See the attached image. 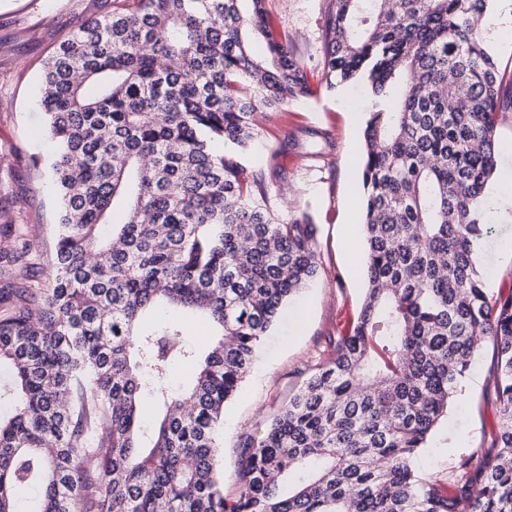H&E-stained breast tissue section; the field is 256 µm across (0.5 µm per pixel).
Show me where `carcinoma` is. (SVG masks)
I'll return each instance as SVG.
<instances>
[{
	"mask_svg": "<svg viewBox=\"0 0 512 512\" xmlns=\"http://www.w3.org/2000/svg\"><path fill=\"white\" fill-rule=\"evenodd\" d=\"M492 2L331 0L326 87L362 80L373 101L367 288L350 333L241 434L231 497L224 406L318 274L316 226L279 219L245 162L260 119L306 91L303 67L264 0H113L76 22L38 95L54 151L35 165L60 211L49 288L0 286V512L34 488L39 512H512V293L490 298L477 258L512 108L472 24ZM196 320L218 333L205 354ZM488 343L493 451L426 476L414 458ZM182 364L192 384L172 392ZM148 400L166 408L152 430Z\"/></svg>",
	"mask_w": 512,
	"mask_h": 512,
	"instance_id": "carcinoma-1",
	"label": "carcinoma"
}]
</instances>
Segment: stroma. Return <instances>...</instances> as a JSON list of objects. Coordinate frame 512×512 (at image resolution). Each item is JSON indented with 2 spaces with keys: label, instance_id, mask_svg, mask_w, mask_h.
Here are the masks:
<instances>
[{
  "label": "stroma",
  "instance_id": "obj_1",
  "mask_svg": "<svg viewBox=\"0 0 512 512\" xmlns=\"http://www.w3.org/2000/svg\"><path fill=\"white\" fill-rule=\"evenodd\" d=\"M110 0H0V213L16 223H0V285L42 293L52 263L57 222L54 191L35 157L50 153L39 130L38 88L46 57L74 23L104 11ZM331 0H265L276 36L286 39L307 75L306 93L284 112L263 120L248 155L251 170L270 164L287 172L272 184L270 200L282 218L310 217L317 227L319 273L287 308L268 336L250 374L224 409V492L237 488L240 436L260 429L309 375L326 337L347 333L366 288L361 263L348 250L350 225L363 194L360 158L371 99L361 85L327 89L324 80V25ZM499 167L490 189L492 233L479 260L491 296L512 291V112L499 116ZM29 246L28 267L14 277L7 253ZM494 354L485 347L473 361L448 407V417L414 460L420 471L446 474L453 461L489 448L499 420L493 395Z\"/></svg>",
  "mask_w": 512,
  "mask_h": 512
}]
</instances>
